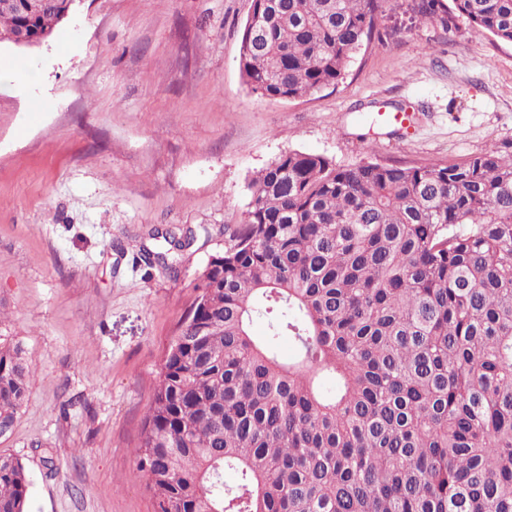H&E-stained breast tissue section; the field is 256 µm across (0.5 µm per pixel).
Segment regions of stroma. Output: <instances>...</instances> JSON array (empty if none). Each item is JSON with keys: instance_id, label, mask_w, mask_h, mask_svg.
Returning a JSON list of instances; mask_svg holds the SVG:
<instances>
[{"instance_id": "obj_1", "label": "stroma", "mask_w": 512, "mask_h": 512, "mask_svg": "<svg viewBox=\"0 0 512 512\" xmlns=\"http://www.w3.org/2000/svg\"><path fill=\"white\" fill-rule=\"evenodd\" d=\"M424 2L384 0L344 79L287 101L241 77L251 0H76L46 45L0 42L19 71L0 87V338L29 373L0 452L30 473L28 512H153L133 450L160 364L277 155L512 151V46ZM398 110L412 126H372Z\"/></svg>"}]
</instances>
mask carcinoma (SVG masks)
<instances>
[{"mask_svg": "<svg viewBox=\"0 0 512 512\" xmlns=\"http://www.w3.org/2000/svg\"><path fill=\"white\" fill-rule=\"evenodd\" d=\"M37 2L0 10V41L48 37L73 8ZM382 2L252 0L244 82L280 100L336 86ZM453 3L512 44V0ZM247 191L142 420L133 477L155 512H512V152L404 167L288 151ZM27 391L23 349L1 345L0 418ZM29 485L0 453V512H25Z\"/></svg>", "mask_w": 512, "mask_h": 512, "instance_id": "cac0c4a2", "label": "carcinoma"}]
</instances>
